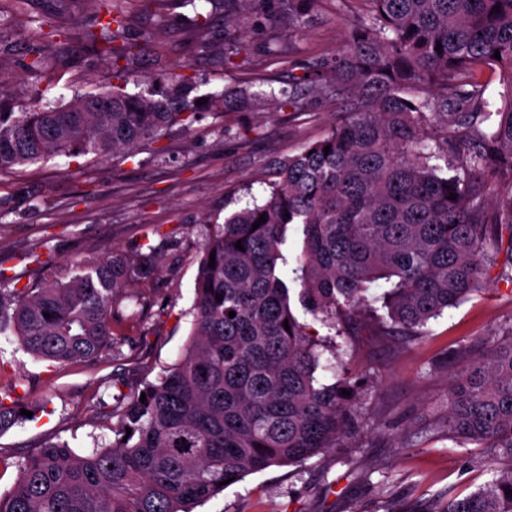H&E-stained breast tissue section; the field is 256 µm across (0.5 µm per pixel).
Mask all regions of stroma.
Here are the masks:
<instances>
[{
	"instance_id": "obj_1",
	"label": "stroma",
	"mask_w": 512,
	"mask_h": 512,
	"mask_svg": "<svg viewBox=\"0 0 512 512\" xmlns=\"http://www.w3.org/2000/svg\"><path fill=\"white\" fill-rule=\"evenodd\" d=\"M367 0H321L302 33L289 35L273 20H255L245 35L251 55L228 67L210 44L187 46L181 31L158 38V51H145L136 75L190 65L206 91L245 87L267 92L287 86L305 67L335 55L348 22L365 14ZM67 31L63 50L82 58L92 52L82 38L86 17L79 4L27 0L13 9L0 0V78L20 105L32 86L57 106L74 93L97 92L112 80L109 63L73 67L36 78L23 67L28 36L44 25ZM336 103L317 100L302 112L288 109L208 113L190 132L175 129L160 142L163 157L145 151L132 158L96 161L56 156L0 177V273L34 279L33 255L70 262L94 253L129 250L149 243L158 249L155 274L130 289L124 313L140 310L115 328L122 338L120 359L50 367L34 359L16 337L0 335V389L16 386L45 413L0 434V494L13 485L24 457L48 441H65L78 452L112 441V420L103 413L117 395L133 396L173 364L192 328L195 278L209 225L224 213L262 197L270 160L293 155L323 138L339 118ZM512 264L498 258L484 290L428 322L423 335L398 333L341 336L293 304L295 315L327 344L322 377L335 373L358 380L359 428L345 447L302 465L272 466L245 476L195 507L194 512H422L425 506L462 498L490 476L484 451L460 444L439 428L448 399L450 354L460 346H485L512 325Z\"/></svg>"
}]
</instances>
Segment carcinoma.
Listing matches in <instances>:
<instances>
[{"label": "carcinoma", "instance_id": "carcinoma-1", "mask_svg": "<svg viewBox=\"0 0 512 512\" xmlns=\"http://www.w3.org/2000/svg\"><path fill=\"white\" fill-rule=\"evenodd\" d=\"M86 2L83 37L100 44L94 55L109 59L114 83L48 109L34 89L20 112L0 86V175L53 156L134 157L176 125L190 131L204 111L257 105L246 89L202 93L204 80L193 74L134 78L124 0ZM135 2L159 29L174 10L191 8L190 43L222 22L227 66L249 52L252 18L271 14L297 34L320 0ZM369 2L370 14L349 22L334 56L263 97L275 111L301 112L307 88L340 104L342 118L322 139L270 163L261 201L210 226L193 328L176 362L147 384L146 402L117 401L112 444L87 454L66 442L37 448L0 494V512H193L224 490V480L342 447L356 428L360 391L346 377L321 378V344L292 311L282 250L290 224L302 225L293 269L299 302L346 336L369 330L359 316L376 302L386 309V328L420 336L482 288L501 252L512 257V0ZM59 35L55 29L29 42L26 71L73 64L57 48ZM487 69L503 76L499 102L480 79ZM131 82L139 90L128 91ZM95 97L112 100V111H85ZM200 98L207 103L196 104ZM262 214L266 222L252 229ZM154 253L141 245L88 254L62 266L41 263L40 278L22 286L1 282L0 335L57 366L121 354L116 302L152 274ZM373 288L383 292L370 298ZM30 408L16 387L5 391L0 433L30 420L20 414ZM440 424L484 448L494 468L477 491L428 510L512 512L505 494L512 490V327L450 378Z\"/></svg>", "mask_w": 512, "mask_h": 512}]
</instances>
